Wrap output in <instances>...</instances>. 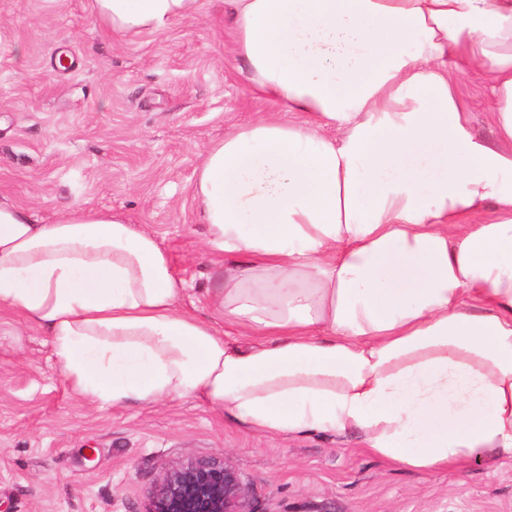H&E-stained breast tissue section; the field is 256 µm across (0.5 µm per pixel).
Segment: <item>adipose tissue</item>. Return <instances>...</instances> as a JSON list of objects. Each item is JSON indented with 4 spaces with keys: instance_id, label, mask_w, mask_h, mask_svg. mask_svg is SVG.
<instances>
[{
    "instance_id": "adipose-tissue-1",
    "label": "adipose tissue",
    "mask_w": 512,
    "mask_h": 512,
    "mask_svg": "<svg viewBox=\"0 0 512 512\" xmlns=\"http://www.w3.org/2000/svg\"><path fill=\"white\" fill-rule=\"evenodd\" d=\"M201 0H93L118 34ZM259 119L193 195L221 261L202 320L156 235L0 202V310L43 330L99 407L190 400L253 430L362 433L419 470L512 459V0H224ZM490 86L477 139L459 64ZM480 223H471V216ZM248 336L226 340L225 326Z\"/></svg>"
}]
</instances>
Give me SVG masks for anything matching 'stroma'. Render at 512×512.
Masks as SVG:
<instances>
[{
    "label": "stroma",
    "instance_id": "stroma-1",
    "mask_svg": "<svg viewBox=\"0 0 512 512\" xmlns=\"http://www.w3.org/2000/svg\"><path fill=\"white\" fill-rule=\"evenodd\" d=\"M223 0L164 35L113 34L92 0H0V202L42 224L76 207L154 232L207 316L214 257L193 186L200 155L234 127L280 115L225 53ZM473 133L493 139L487 87L457 76ZM229 458L252 512H512V460L456 473L392 464L360 433L275 436L191 401L107 410L76 393L45 333L0 310V512H145L190 458Z\"/></svg>",
    "mask_w": 512,
    "mask_h": 512
}]
</instances>
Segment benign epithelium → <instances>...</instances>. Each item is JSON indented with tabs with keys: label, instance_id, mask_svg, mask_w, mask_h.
<instances>
[{
	"label": "benign epithelium",
	"instance_id": "7a95c632",
	"mask_svg": "<svg viewBox=\"0 0 512 512\" xmlns=\"http://www.w3.org/2000/svg\"><path fill=\"white\" fill-rule=\"evenodd\" d=\"M146 512H251L249 489L232 461L189 459L156 480Z\"/></svg>",
	"mask_w": 512,
	"mask_h": 512
}]
</instances>
